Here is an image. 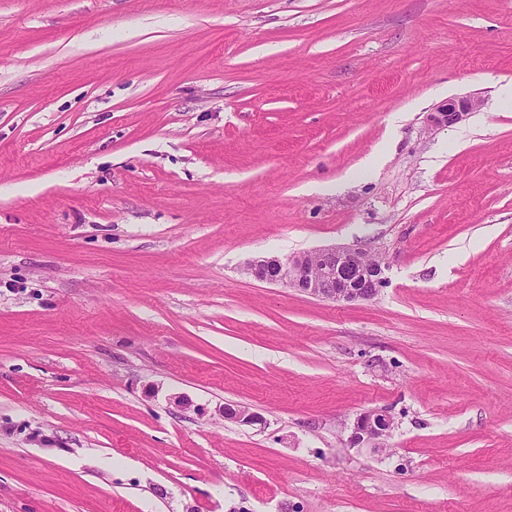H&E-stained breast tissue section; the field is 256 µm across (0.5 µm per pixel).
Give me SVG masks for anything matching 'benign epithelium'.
Masks as SVG:
<instances>
[{"mask_svg":"<svg viewBox=\"0 0 512 512\" xmlns=\"http://www.w3.org/2000/svg\"><path fill=\"white\" fill-rule=\"evenodd\" d=\"M481 106L475 95L450 98L429 114L434 126H451L463 121ZM373 251L358 245L327 247L294 255L283 261L262 257L247 263L248 276L269 284L284 285L316 299L336 302L369 301L384 282L382 262L371 260ZM224 418L241 425L260 421L257 413L246 406L224 408ZM352 448L385 450V441L394 429V418L384 410L359 414L353 423L343 426Z\"/></svg>","mask_w":512,"mask_h":512,"instance_id":"obj_1","label":"benign epithelium"}]
</instances>
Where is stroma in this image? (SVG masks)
<instances>
[{
  "label": "stroma",
  "instance_id": "stroma-1",
  "mask_svg": "<svg viewBox=\"0 0 512 512\" xmlns=\"http://www.w3.org/2000/svg\"><path fill=\"white\" fill-rule=\"evenodd\" d=\"M511 83L512 0H0V512H512ZM480 106L481 100L475 95L450 98L436 106L428 119L434 126H451L463 121L470 112H475ZM365 247H327L283 261L262 257L247 263L245 274L269 284L284 285L316 299L336 302L372 300L384 282L382 259ZM394 418L384 410H370L359 414L353 423L346 424L343 429L348 431L347 442L352 448H368L374 452H382L385 441L394 429Z\"/></svg>",
  "mask_w": 512,
  "mask_h": 512
}]
</instances>
